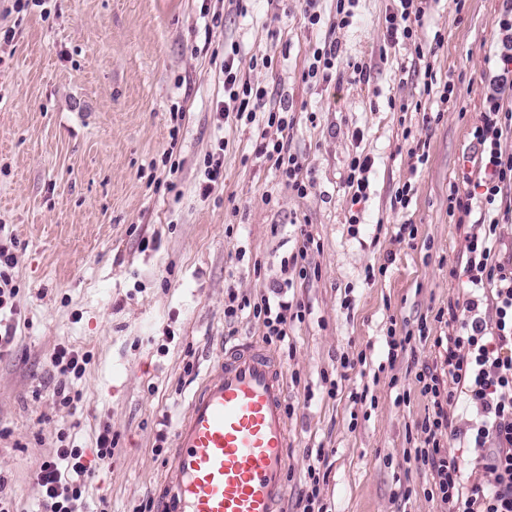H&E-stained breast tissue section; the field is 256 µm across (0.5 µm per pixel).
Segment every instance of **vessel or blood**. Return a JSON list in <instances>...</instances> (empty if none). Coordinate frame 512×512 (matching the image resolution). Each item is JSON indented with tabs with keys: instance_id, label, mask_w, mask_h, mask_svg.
I'll use <instances>...</instances> for the list:
<instances>
[{
	"instance_id": "vessel-or-blood-1",
	"label": "vessel or blood",
	"mask_w": 512,
	"mask_h": 512,
	"mask_svg": "<svg viewBox=\"0 0 512 512\" xmlns=\"http://www.w3.org/2000/svg\"><path fill=\"white\" fill-rule=\"evenodd\" d=\"M285 398L270 353L250 342L225 349L174 427L158 512H279Z\"/></svg>"
}]
</instances>
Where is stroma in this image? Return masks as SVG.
Returning a JSON list of instances; mask_svg holds the SVG:
<instances>
[{"mask_svg":"<svg viewBox=\"0 0 512 512\" xmlns=\"http://www.w3.org/2000/svg\"><path fill=\"white\" fill-rule=\"evenodd\" d=\"M388 4L359 0L353 24L333 31L332 0H320L322 21L312 29L300 0H42L24 10L0 0V28L15 34L0 46V229L16 239L20 310L0 312V332L11 326L16 336L0 355V480L17 512H33L35 469L54 455L58 435L94 461L95 437L106 426L118 444L87 482L85 512H95L103 495L111 512H138L151 500L166 459L159 434H171L222 342L262 337L252 317L225 322L227 283L254 295L279 278L303 221L322 244L311 256L321 277L294 288L309 308L289 330L295 356L275 352L285 372L300 375L288 386L295 412L287 512L317 451L330 464L322 496L331 512H441L424 493L426 475L404 459L428 413L406 368L435 362L431 339L452 328L434 315L464 294L458 269L466 228L448 216V185L462 177L473 115L487 92L498 0H466L460 13L452 0L434 4L419 37L443 33L432 63L438 76L453 77L466 111L427 126L421 113L390 107L421 99L423 77L410 47L383 46ZM328 35L342 59L372 64L368 83H349L342 73L314 88L302 82ZM231 43L242 71L267 89L268 105L284 95L293 102L288 146L315 178V194L298 198L270 164L254 159L255 130L217 121L224 77L212 53ZM261 55L271 67L255 64ZM176 108L182 117L173 140ZM408 131L429 144L427 163L415 171ZM168 148L180 161L172 192L154 186L166 176ZM218 148L224 186L204 197V159ZM357 150L374 167L353 235L344 179ZM407 181L414 195L401 210L394 196ZM407 220L415 240L396 241ZM389 253L395 262L372 276ZM424 315L430 339L413 340L387 369L388 327L412 330ZM61 342L90 355L71 382L80 395L72 407L53 394L51 355ZM360 352L365 363L342 371L341 356ZM325 373L339 382L336 397L326 393ZM364 388L368 401H354ZM403 393L408 401H400ZM403 484L411 497L394 500Z\"/></svg>","mask_w":512,"mask_h":512,"instance_id":"obj_1","label":"stroma"}]
</instances>
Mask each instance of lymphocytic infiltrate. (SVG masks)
I'll use <instances>...</instances> for the list:
<instances>
[{"label":"lymphocytic infiltrate","mask_w":512,"mask_h":512,"mask_svg":"<svg viewBox=\"0 0 512 512\" xmlns=\"http://www.w3.org/2000/svg\"><path fill=\"white\" fill-rule=\"evenodd\" d=\"M432 2L398 0L386 15L385 38L391 47L413 46L417 59L425 63L423 91L431 93L433 85H440L437 107L443 113L459 105L455 84L450 79L438 81L418 40ZM501 2L494 73L486 103L472 128L475 174L448 188L449 216L460 224L469 217L474 220L460 251L468 290L448 311H437L434 316L435 321L447 319L457 325L453 334L433 339L435 347L445 352L443 361L423 365L415 374L431 412L416 425L420 437L412 461L416 470L430 477L428 497L439 500L446 512H512V250L503 249L498 232L500 225L512 223V149L502 145L504 137L512 135V0ZM341 66L350 82L368 81L369 66L343 62L336 40L327 38L314 48L302 79L313 86L326 83ZM221 70L224 98L216 104L220 119L231 117L249 126L258 113H265L267 125L277 127L281 136L270 139L258 133L253 144L255 158L272 163L297 197L314 194V177L305 171L301 156L290 152L285 137L297 122L292 103L267 107V89L238 69L234 53H225ZM297 237L296 251L280 262L281 278L271 282L267 291L252 298L227 284L225 322L234 323L245 313L252 315L266 343H287L290 327L304 321L308 312L304 303L289 296V289L295 280L321 276L320 267L311 261L312 253L321 248L319 241L303 224L297 227ZM88 361V353L64 343L56 345L52 364L59 381L53 393L61 404L74 403L69 380L81 377ZM459 404L466 414L458 418L453 410ZM452 440L472 450L473 466H466L448 450ZM91 475L83 449L60 445L36 473L43 512H79ZM327 475L325 456L317 454L306 467L296 512H329L321 497Z\"/></svg>","instance_id":"lymphocytic-infiltrate-1"}]
</instances>
